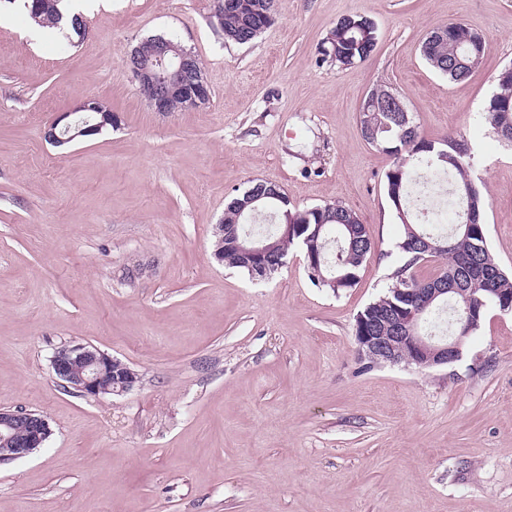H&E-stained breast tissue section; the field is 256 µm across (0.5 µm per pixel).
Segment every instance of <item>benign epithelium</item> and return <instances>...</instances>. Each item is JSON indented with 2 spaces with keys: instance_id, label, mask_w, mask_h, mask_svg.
<instances>
[{
  "instance_id": "benign-epithelium-1",
  "label": "benign epithelium",
  "mask_w": 512,
  "mask_h": 512,
  "mask_svg": "<svg viewBox=\"0 0 512 512\" xmlns=\"http://www.w3.org/2000/svg\"><path fill=\"white\" fill-rule=\"evenodd\" d=\"M130 71L139 85L157 88L150 99L156 112L171 111L175 101L185 108L207 104L211 90L192 50L170 40L155 47L152 57L133 65ZM112 123V111L98 99H88L71 112L55 118L45 131L52 145L98 135ZM243 252L257 260L273 251L268 239L244 240ZM419 312L402 310L392 318L390 335L360 336L359 347L390 364L411 365L427 359L433 366L453 363L462 357V342L473 330L470 317L459 321V334L438 344L417 335ZM52 369L66 387L94 398L122 394L138 382V374L98 348L84 343L59 347L52 356ZM51 434L47 418L37 412L0 409V464L25 458L42 447Z\"/></svg>"
}]
</instances>
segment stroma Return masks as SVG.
I'll use <instances>...</instances> for the list:
<instances>
[{
  "mask_svg": "<svg viewBox=\"0 0 512 512\" xmlns=\"http://www.w3.org/2000/svg\"><path fill=\"white\" fill-rule=\"evenodd\" d=\"M215 0H85L87 33L56 48L25 12H0V408L51 434L0 465V512H512V313L489 309L460 360L367 365L357 314L401 258L384 191L391 157L360 105L400 94L421 133H463L486 198L488 244L512 272V145L478 115L512 63V0H281L247 44ZM372 19L354 66L322 59L337 20ZM486 34L462 82L421 44L438 24ZM165 35L199 57L209 104L155 112L128 52ZM101 100L116 122L56 148L58 113ZM272 182L299 210L340 203L372 249L357 283L314 286L299 248L272 278L219 263L227 203ZM88 343L140 380L100 399L51 367Z\"/></svg>",
  "mask_w": 512,
  "mask_h": 512,
  "instance_id": "obj_1",
  "label": "stroma"
}]
</instances>
